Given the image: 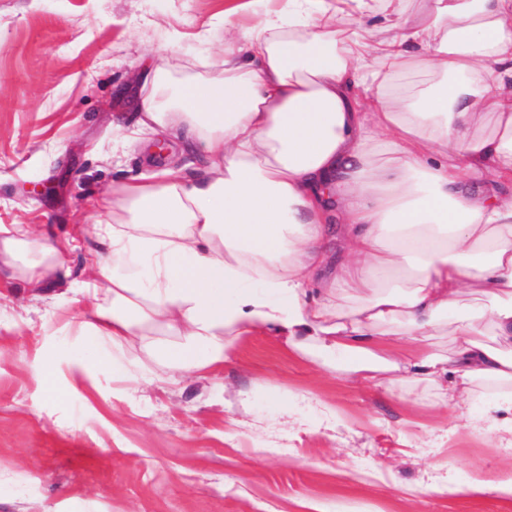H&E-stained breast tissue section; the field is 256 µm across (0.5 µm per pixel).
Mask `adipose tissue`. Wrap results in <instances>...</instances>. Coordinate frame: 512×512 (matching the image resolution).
I'll return each instance as SVG.
<instances>
[{
	"label": "adipose tissue",
	"instance_id": "adipose-tissue-1",
	"mask_svg": "<svg viewBox=\"0 0 512 512\" xmlns=\"http://www.w3.org/2000/svg\"><path fill=\"white\" fill-rule=\"evenodd\" d=\"M400 2L288 0L228 26L211 76L140 64L141 129L181 134L201 166L117 189L80 335L142 340L176 382L268 331L361 383L393 371L436 408L480 388L512 414V0ZM1 273L69 268L14 224Z\"/></svg>",
	"mask_w": 512,
	"mask_h": 512
}]
</instances>
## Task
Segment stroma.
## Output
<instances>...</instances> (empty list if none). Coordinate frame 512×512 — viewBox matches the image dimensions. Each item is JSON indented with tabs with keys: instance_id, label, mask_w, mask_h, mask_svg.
Segmentation results:
<instances>
[{
	"instance_id": "1",
	"label": "stroma",
	"mask_w": 512,
	"mask_h": 512,
	"mask_svg": "<svg viewBox=\"0 0 512 512\" xmlns=\"http://www.w3.org/2000/svg\"><path fill=\"white\" fill-rule=\"evenodd\" d=\"M240 0H0V225L61 237L91 199L148 171L132 67L202 70ZM176 40L174 53L165 45ZM34 183L47 194L29 195ZM97 241L63 284L0 283V512H512V497L429 492L496 481L512 433L492 395L441 410L422 388L363 387L270 333L171 384L138 348L79 335ZM151 382L134 392L123 377Z\"/></svg>"
}]
</instances>
